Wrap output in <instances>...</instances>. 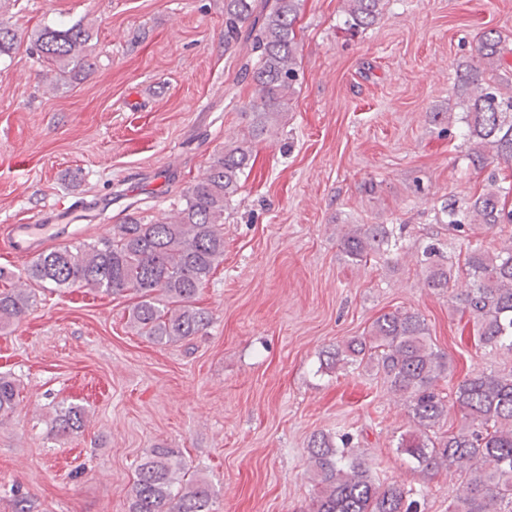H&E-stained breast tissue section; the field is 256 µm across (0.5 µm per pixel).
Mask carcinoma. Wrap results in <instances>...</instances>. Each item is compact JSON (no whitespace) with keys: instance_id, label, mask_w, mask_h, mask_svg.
<instances>
[{"instance_id":"carcinoma-1","label":"carcinoma","mask_w":512,"mask_h":512,"mask_svg":"<svg viewBox=\"0 0 512 512\" xmlns=\"http://www.w3.org/2000/svg\"><path fill=\"white\" fill-rule=\"evenodd\" d=\"M302 0H224V46L248 44L256 53L244 75L256 85L249 104L248 134L224 147L205 173L183 190L180 206L162 219L133 211L112 228V237L94 243L66 244L40 252L26 268L29 287L20 288L15 272L0 267V329L20 321L31 309V288H94L107 294L133 293L137 302L131 323L157 345L189 340L212 323V314L196 306V297L224 261V205L237 193L240 176L252 157L253 141L270 131L292 100L297 70L296 23ZM385 0H344V25L351 31L373 26ZM90 28L78 21L44 26L34 45L44 62L76 73L87 59ZM18 40L15 29L0 21V57ZM480 66L460 75L458 88L468 94L467 136L473 147L469 162L480 170L494 162L512 165V91L503 92L506 67L502 40L493 31L479 37ZM508 194L489 189L441 207L446 224L467 221L494 227L512 224ZM386 224H357L341 238L343 252L355 262L380 255L391 246ZM428 288L448 292L459 275L466 288L452 295L474 320L477 345L512 355V246L491 253L480 246L467 252L464 266L440 248L424 251ZM327 365L364 366L380 376L403 401L413 430L401 436L397 450L424 470L448 468L461 478L448 512H512V372L474 371L442 392L447 378L445 353L431 343L421 315L396 310L380 315L370 334L353 337L326 352ZM20 387L0 374V416L19 406ZM458 408L460 427L438 433L448 404ZM55 436L81 431L86 413L79 405L62 409L53 421ZM349 432H318L307 452L316 487L310 512H418L422 489L386 483L375 476L353 445ZM211 489L201 479L186 478L181 454L157 445L137 465L128 512H210Z\"/></svg>"}]
</instances>
